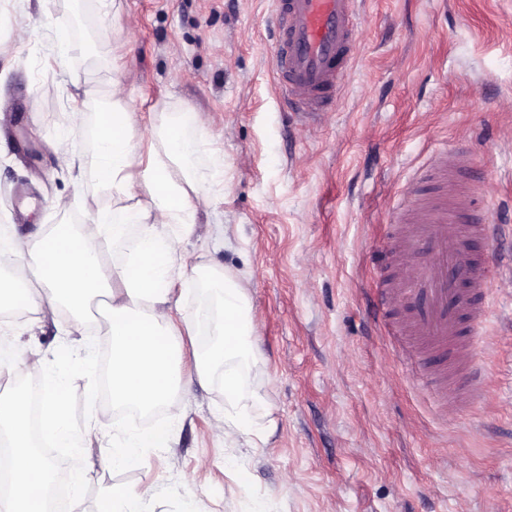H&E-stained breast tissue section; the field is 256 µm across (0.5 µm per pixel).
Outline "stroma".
Wrapping results in <instances>:
<instances>
[{"mask_svg":"<svg viewBox=\"0 0 512 512\" xmlns=\"http://www.w3.org/2000/svg\"><path fill=\"white\" fill-rule=\"evenodd\" d=\"M272 0H122L103 20L96 0H0V229L26 239L82 227L98 197L92 97L120 66L124 107L142 146L168 113L224 156V195L202 206L178 244L189 264L214 263L244 286L259 395L258 447L228 448L224 371L195 375L203 281L176 284L177 435L141 466L115 472L103 429L82 431L90 466L84 512H112V490L157 487L146 512H512V282L476 354L488 391L438 409L416 389L369 301L391 206L439 146L475 149L481 206L512 225V0H363L360 42L331 110L302 124L280 101L268 37ZM27 27L24 42L14 32ZM86 53L56 62L58 33ZM39 112H30L31 99ZM69 130L80 169H59L51 143ZM73 197L66 212L54 196ZM102 302L82 316L0 315L22 357L86 353Z\"/></svg>","mask_w":512,"mask_h":512,"instance_id":"obj_1","label":"stroma"}]
</instances>
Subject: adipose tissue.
I'll return each mask as SVG.
<instances>
[{"mask_svg": "<svg viewBox=\"0 0 512 512\" xmlns=\"http://www.w3.org/2000/svg\"><path fill=\"white\" fill-rule=\"evenodd\" d=\"M127 91L120 68L112 70L111 94H100L94 132V169L111 208H96L90 226L76 231L62 224L0 248V262L15 274L0 285V305L37 312H84L107 297L106 334L112 343V403L148 410L172 395V363L177 337L170 327L173 288L185 277L203 279L222 307L218 339L196 365L199 383L213 368L234 361L224 375V445L237 448L251 434L248 404L257 395L248 385L254 357V315L242 285L226 271L188 266L177 243L194 228L199 207L213 195L224 172L223 157L203 158L201 144L188 133L198 115L177 112L153 128L156 142L142 156L129 114L121 102ZM137 235H130V225ZM125 249L121 263L109 260L111 247Z\"/></svg>", "mask_w": 512, "mask_h": 512, "instance_id": "adipose-tissue-1", "label": "adipose tissue"}]
</instances>
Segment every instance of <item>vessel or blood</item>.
<instances>
[{"instance_id":"obj_1","label":"vessel or blood","mask_w":512,"mask_h":512,"mask_svg":"<svg viewBox=\"0 0 512 512\" xmlns=\"http://www.w3.org/2000/svg\"><path fill=\"white\" fill-rule=\"evenodd\" d=\"M357 0H274L270 35L284 103L311 118L329 110L347 76L360 30ZM471 151L434 150L422 179L414 180L395 209L407 226L390 225L386 243L394 257L422 254L410 276L384 281L378 310L406 308L390 334L410 366L416 386L440 406L480 402L484 379L473 363V338L493 308L490 274L512 259H487L472 242L503 234L476 210L477 187L467 179Z\"/></svg>"}]
</instances>
